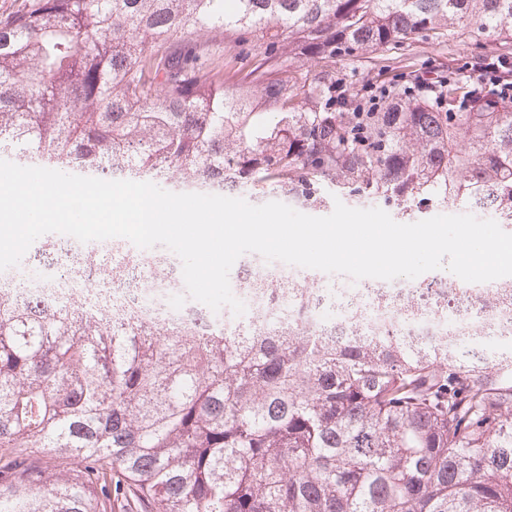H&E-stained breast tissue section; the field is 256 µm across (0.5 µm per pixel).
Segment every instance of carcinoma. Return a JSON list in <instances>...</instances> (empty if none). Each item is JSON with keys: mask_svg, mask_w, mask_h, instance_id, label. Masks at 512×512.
I'll list each match as a JSON object with an SVG mask.
<instances>
[{"mask_svg": "<svg viewBox=\"0 0 512 512\" xmlns=\"http://www.w3.org/2000/svg\"><path fill=\"white\" fill-rule=\"evenodd\" d=\"M489 41L512 0H25L0 15V144L308 210L512 217V101L405 52ZM351 67L346 73L340 62ZM56 242L27 257L43 267ZM143 252L79 268L106 288ZM293 322L178 334L0 295V512H512V348ZM512 308V279L415 283V319ZM341 202L351 208L366 209V208L378 207V208L384 210L385 212H387L396 222H399V223H413V222H417L420 220L431 218V217L439 215V214L455 215V214L469 213V214H472L480 219H492V220L496 221L499 224V226L501 225V221L498 218H491L490 216L482 215L480 213H475L466 208H448V207H441V206L434 205L433 207L430 206L429 209L423 210L426 212L419 213V212H417L418 208L415 206L409 207V208H402V210H400L396 206H388V205H384L382 203L365 204V205H351V204L345 203L344 201H341ZM403 210H405V211L407 210V212H403ZM406 213H408V214H406Z\"/></svg>", "mask_w": 512, "mask_h": 512, "instance_id": "obj_1", "label": "carcinoma"}]
</instances>
